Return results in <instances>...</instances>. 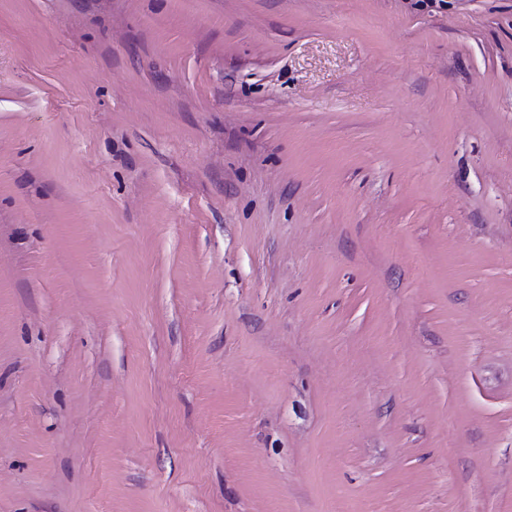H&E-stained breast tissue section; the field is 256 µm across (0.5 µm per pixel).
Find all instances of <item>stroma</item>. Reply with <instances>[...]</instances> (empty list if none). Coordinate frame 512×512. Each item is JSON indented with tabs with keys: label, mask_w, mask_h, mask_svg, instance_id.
<instances>
[{
	"label": "stroma",
	"mask_w": 512,
	"mask_h": 512,
	"mask_svg": "<svg viewBox=\"0 0 512 512\" xmlns=\"http://www.w3.org/2000/svg\"><path fill=\"white\" fill-rule=\"evenodd\" d=\"M0 512H512V0H0Z\"/></svg>",
	"instance_id": "1"
}]
</instances>
